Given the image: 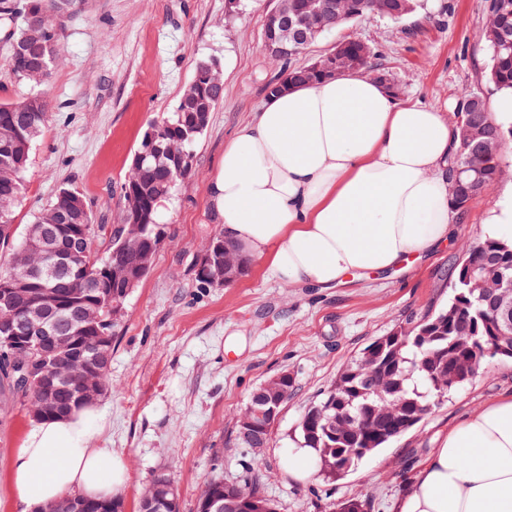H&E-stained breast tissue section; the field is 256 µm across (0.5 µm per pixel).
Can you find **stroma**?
I'll list each match as a JSON object with an SVG mask.
<instances>
[{
	"mask_svg": "<svg viewBox=\"0 0 512 512\" xmlns=\"http://www.w3.org/2000/svg\"><path fill=\"white\" fill-rule=\"evenodd\" d=\"M483 4L424 0L417 15L399 22L367 14L319 38L294 63L306 65L353 35L377 48L401 98L440 108L455 106L465 89L489 98L493 91L481 80L488 55L477 38ZM275 6L276 0H241L231 16L226 0H76L60 25V61L37 87L13 76L0 44V100L35 91L49 113L14 222L25 229L60 187H74L107 229L93 242L101 256L122 222L121 187L144 130L175 110L199 59H214L221 70L224 98L197 141L193 175L165 204V237L112 328L110 387L96 405L90 445L126 461L127 483L114 495L121 512H138L143 488L160 475L178 488L180 512H196L215 462L225 477L241 474L250 455L233 443L234 419L253 391L280 372L293 378L294 391L261 454L263 487L278 512H329L355 495L369 500L367 512H387L450 424L512 392V360L488 358L415 429L343 478L327 483L292 472L305 409L366 345L406 317L446 303L448 267L486 232L501 190L476 199L448 243L396 269L355 273L332 289L290 287L268 277L264 261L254 258L237 282L199 287L198 262L220 230L208 185L225 142L279 74L263 49ZM32 425L19 405L11 425L0 428V512H19L10 464Z\"/></svg>",
	"mask_w": 512,
	"mask_h": 512,
	"instance_id": "35a3bbf8",
	"label": "stroma"
}]
</instances>
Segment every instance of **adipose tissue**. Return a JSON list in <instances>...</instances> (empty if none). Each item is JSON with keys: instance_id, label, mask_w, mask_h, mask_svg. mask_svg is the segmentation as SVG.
Wrapping results in <instances>:
<instances>
[{"instance_id": "ef3b65f1", "label": "adipose tissue", "mask_w": 512, "mask_h": 512, "mask_svg": "<svg viewBox=\"0 0 512 512\" xmlns=\"http://www.w3.org/2000/svg\"><path fill=\"white\" fill-rule=\"evenodd\" d=\"M455 128L443 109L398 99L349 71L267 97L225 145L210 185L225 241L291 286L336 288L448 242ZM83 407L35 423L10 483L23 512L65 495L109 497L127 466L88 445ZM392 512H512V395L453 424Z\"/></svg>"}]
</instances>
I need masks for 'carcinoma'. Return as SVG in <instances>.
<instances>
[{
	"label": "carcinoma",
	"instance_id": "obj_1",
	"mask_svg": "<svg viewBox=\"0 0 512 512\" xmlns=\"http://www.w3.org/2000/svg\"><path fill=\"white\" fill-rule=\"evenodd\" d=\"M336 21L346 24L366 13H380L394 21L415 15L419 0H335ZM73 7V0H0V26L4 29L7 66L20 81L31 84L45 82L58 58V34L52 17H60ZM486 22L481 33L489 64L485 79L494 88L512 87V0H487ZM344 55L355 62V68L384 72L375 47L356 37L339 41ZM456 130L465 125L480 134V152L469 156L455 148L448 159V176L452 181V203L465 214L473 195L479 190H490L501 180L502 155L512 127L504 128L494 122L481 93L463 92L454 110ZM48 123L46 101L37 93L0 102V225L13 223V208L22 190L34 142L44 133ZM152 131H144L136 147L141 153L152 149L155 155L142 162H132V170L122 185V193L137 191L142 196V219L147 225L142 247L155 248L163 240L165 229L159 222L158 208L190 176L186 169L174 178L168 169V151L175 146L189 153L200 133L180 120L174 111L149 124ZM81 208L83 217V246L79 256L71 261L72 270L54 280L64 300L81 302L95 307L99 315L96 325L76 335L83 357L96 371L101 387L108 384L107 369L98 367L96 343L104 336H112L113 304L126 298L114 294L113 283L102 275L103 268L118 260L129 272L133 284L148 274L139 266L138 257L128 250L118 235H113L108 254L98 256L92 242L98 231L91 208L77 189L64 186L52 201L34 218L36 224L58 221L71 223L70 214ZM224 255V265L245 272L248 259L217 234ZM25 244V237L17 234L0 235V253L7 256L5 268H0V284L14 280L24 281L21 269L13 265L12 256ZM481 245L499 254V271L490 272L512 276V242L489 233L481 238ZM461 267L451 270V293L448 302L422 315L408 319L392 328L397 336H381L364 348L369 351L379 346L370 364L378 368L384 379L379 390L365 385L362 358L349 363L339 374L340 387H331L322 400L308 408L299 426L297 445L313 451L316 472L327 480H334L355 468L367 455L352 453V445L341 426L346 421L363 423L360 437L366 447L385 448L391 441L387 432L396 424L411 422L418 426L436 407L440 384L448 376V360H462V384H467L483 368L488 359L486 350L495 342V314L491 311L488 290L471 288L460 280ZM16 313L0 311V426L13 416L17 403H25L33 410L40 405L41 381L34 374L23 385L15 386L5 380L3 366L13 358H31L34 353L16 343L6 341ZM57 395L60 403H67L76 390V384L64 377L58 367ZM258 453L247 462L245 476L226 480L217 473L204 484L197 500V512H204V503L210 494H224L231 486L243 497L263 503L268 512H277V505L265 495ZM82 512H118L119 503L112 499L79 498Z\"/></svg>",
	"mask_w": 512,
	"mask_h": 512
}]
</instances>
